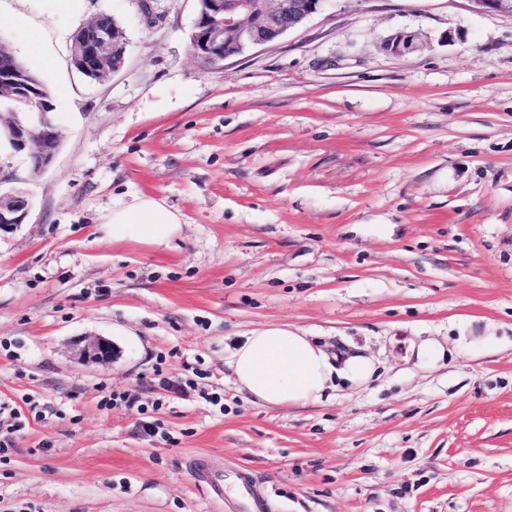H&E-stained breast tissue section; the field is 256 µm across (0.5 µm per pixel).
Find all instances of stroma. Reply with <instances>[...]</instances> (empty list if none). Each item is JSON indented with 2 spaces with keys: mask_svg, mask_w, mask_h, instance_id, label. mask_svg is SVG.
Wrapping results in <instances>:
<instances>
[{
  "mask_svg": "<svg viewBox=\"0 0 512 512\" xmlns=\"http://www.w3.org/2000/svg\"><path fill=\"white\" fill-rule=\"evenodd\" d=\"M150 6L0 0V41L62 132L39 173L0 141V194L29 203L0 231V512H238L244 468L269 512H512V16L324 0L205 67L196 0ZM104 14L124 64L92 80L72 37ZM142 195L179 214L171 248L107 236ZM268 324L373 357L378 376L258 404L227 359ZM464 328L504 342L417 365L412 343ZM93 336L110 363L79 360ZM112 393L139 408L101 407ZM199 457L223 496L199 488ZM0 68L13 69L23 73L30 74L34 79L39 90L40 98L45 102L51 103V93L48 87L33 73L26 63L21 60L10 48L0 44Z\"/></svg>",
  "mask_w": 512,
  "mask_h": 512,
  "instance_id": "35a3bbf8",
  "label": "stroma"
}]
</instances>
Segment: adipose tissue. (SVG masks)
<instances>
[{"label": "adipose tissue", "instance_id": "ef3b65f1", "mask_svg": "<svg viewBox=\"0 0 512 512\" xmlns=\"http://www.w3.org/2000/svg\"><path fill=\"white\" fill-rule=\"evenodd\" d=\"M105 230L116 242L162 248L179 237L182 223L160 200L141 196L134 204L114 210ZM496 342L493 336H462L448 349L427 339L412 352L420 366L431 367L448 356H472ZM229 366L239 389L268 407L318 404L335 382L361 386L377 371L374 361L360 354L332 360L311 337L288 325H267L252 331L232 352Z\"/></svg>", "mask_w": 512, "mask_h": 512}]
</instances>
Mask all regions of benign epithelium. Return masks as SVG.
<instances>
[{
	"instance_id": "1",
	"label": "benign epithelium",
	"mask_w": 512,
	"mask_h": 512,
	"mask_svg": "<svg viewBox=\"0 0 512 512\" xmlns=\"http://www.w3.org/2000/svg\"><path fill=\"white\" fill-rule=\"evenodd\" d=\"M193 24L195 57L204 65L226 60L245 50L276 41L316 13L323 0H197ZM478 6L512 16V0H472ZM125 42L95 19L82 27L81 41L73 52V63L87 75L107 76L123 64ZM0 93L33 100L31 86L18 73L0 71ZM39 119L17 126L13 148L25 153L34 170H45L53 162L61 140L56 124L46 112ZM28 201L17 195L0 196V229L25 223ZM80 356L95 363L113 358L112 341L95 337L79 349Z\"/></svg>"
}]
</instances>
